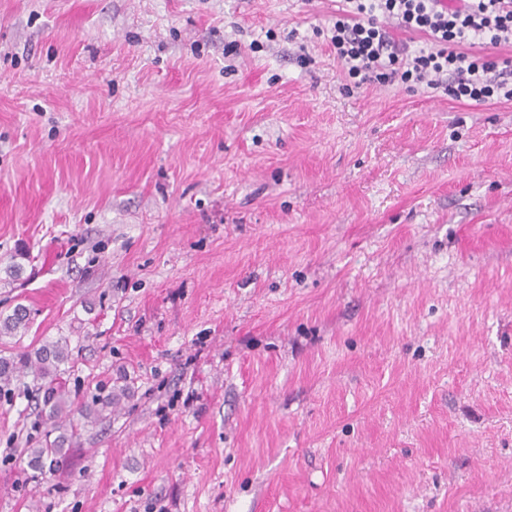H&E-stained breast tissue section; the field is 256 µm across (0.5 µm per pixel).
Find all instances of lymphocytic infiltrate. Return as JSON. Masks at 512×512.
<instances>
[{
    "instance_id": "1",
    "label": "lymphocytic infiltrate",
    "mask_w": 512,
    "mask_h": 512,
    "mask_svg": "<svg viewBox=\"0 0 512 512\" xmlns=\"http://www.w3.org/2000/svg\"><path fill=\"white\" fill-rule=\"evenodd\" d=\"M330 29V44L354 86L426 87L456 100L512 102V57L502 60L461 51L468 40L512 46V0H348ZM426 34L417 50L394 40L382 18Z\"/></svg>"
}]
</instances>
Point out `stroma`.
<instances>
[{
	"label": "stroma",
	"instance_id": "35a3bbf8",
	"mask_svg": "<svg viewBox=\"0 0 512 512\" xmlns=\"http://www.w3.org/2000/svg\"><path fill=\"white\" fill-rule=\"evenodd\" d=\"M342 0H0V512H512V103L344 87ZM22 254V270L8 272ZM27 310L19 304L17 305L12 314L7 315L0 319V337L14 336L27 325ZM32 353L19 357L0 356V383L8 385L13 375L20 370H30L31 373L42 381L43 409L46 420L50 422L53 430L59 429V422L69 416L71 404H68L66 390L57 380L59 367L69 359V350L66 341H46ZM65 431L53 440L46 436L44 444L38 448L25 449L24 453L28 459L27 464L32 470L43 475L47 472L53 474L59 469L64 460V445L67 441L73 439L75 433L72 428L70 431L67 429Z\"/></svg>",
	"mask_w": 512,
	"mask_h": 512
}]
</instances>
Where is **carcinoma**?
<instances>
[{"mask_svg":"<svg viewBox=\"0 0 512 512\" xmlns=\"http://www.w3.org/2000/svg\"><path fill=\"white\" fill-rule=\"evenodd\" d=\"M27 325V310L19 304L13 312L0 319V337L14 336ZM69 359L68 345L60 340L46 341L34 353L16 357L0 356V383L9 384L13 375L20 370H29L44 381L43 409L52 429L59 428V422L69 416L70 404L66 390L57 382L59 367ZM74 432L66 431L54 439H45L38 448H26L28 466L43 475L54 473L63 464L64 445L73 439Z\"/></svg>","mask_w":512,"mask_h":512,"instance_id":"1","label":"carcinoma"}]
</instances>
